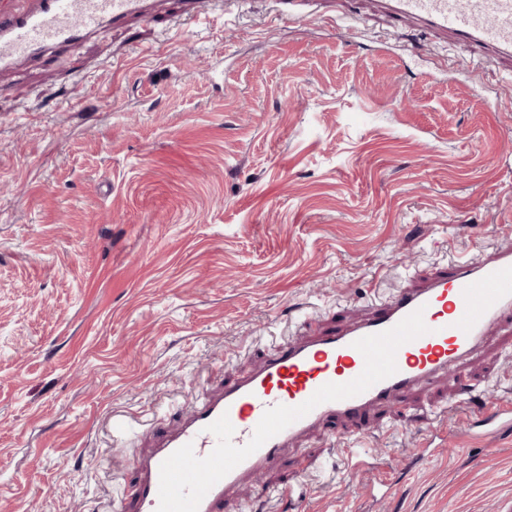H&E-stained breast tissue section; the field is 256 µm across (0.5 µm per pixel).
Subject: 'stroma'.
<instances>
[{
  "label": "stroma",
  "mask_w": 512,
  "mask_h": 512,
  "mask_svg": "<svg viewBox=\"0 0 512 512\" xmlns=\"http://www.w3.org/2000/svg\"><path fill=\"white\" fill-rule=\"evenodd\" d=\"M240 0L106 31L0 75V512H113L147 430L289 340L512 243V59L338 0ZM141 44L158 46L141 55ZM84 83L81 105L68 96ZM512 397V320L364 425L383 500L329 423L236 493L252 512H501L493 449L448 403ZM120 414L140 431L113 433ZM448 440L415 465L425 431ZM294 486L293 502L272 493ZM280 11L286 13L289 17L303 20L310 18L318 13L319 2L318 1H329L328 4L334 6L336 14V1L335 0H279Z\"/></svg>",
  "instance_id": "35a3bbf8"
}]
</instances>
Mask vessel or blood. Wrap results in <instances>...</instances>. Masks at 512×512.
I'll return each mask as SVG.
<instances>
[{
	"mask_svg": "<svg viewBox=\"0 0 512 512\" xmlns=\"http://www.w3.org/2000/svg\"><path fill=\"white\" fill-rule=\"evenodd\" d=\"M157 0H17L0 9V70L50 58L101 29L150 23ZM389 14L421 22L458 41L512 55V0H385ZM183 15L208 22L223 0H181ZM318 0H280L303 20ZM512 312V244L478 261L455 262L423 287L379 304L364 320L340 323L301 343L277 348L219 395L183 409L173 428L152 433L136 460L130 499L117 512H227L235 489L254 479L295 441L321 424L346 422L352 438L372 410L437 384L450 366L480 350L488 328ZM493 438L512 425V400L465 411ZM355 472L371 489L388 479L349 448Z\"/></svg>",
	"mask_w": 512,
	"mask_h": 512,
	"instance_id": "obj_1",
	"label": "vessel or blood"
}]
</instances>
